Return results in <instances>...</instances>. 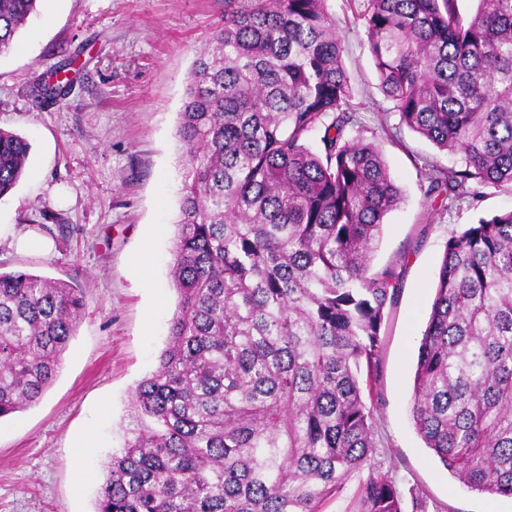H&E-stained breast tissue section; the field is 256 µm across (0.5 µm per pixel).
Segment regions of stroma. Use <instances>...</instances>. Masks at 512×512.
Segmentation results:
<instances>
[{"label":"stroma","mask_w":512,"mask_h":512,"mask_svg":"<svg viewBox=\"0 0 512 512\" xmlns=\"http://www.w3.org/2000/svg\"><path fill=\"white\" fill-rule=\"evenodd\" d=\"M330 0L343 38L356 118L379 142L404 197L385 218L377 266L401 290L382 328L377 456L405 502L428 512H512V497L462 487L416 433L410 397L417 338L451 232L512 210V189L487 187L446 211L424 204L420 168L453 156L401 125L356 16ZM0 56V129L31 144V175L0 199V269L63 280L83 310L63 368L38 403L0 420V512H94L103 466L122 447L130 395L157 367L178 296L168 263L180 206L178 137L188 74L224 0H53ZM69 65L64 99L35 106L32 87ZM55 213L49 252L18 249ZM146 268H138L140 257Z\"/></svg>","instance_id":"stroma-1"}]
</instances>
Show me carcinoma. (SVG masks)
<instances>
[{"label":"carcinoma","instance_id":"1","mask_svg":"<svg viewBox=\"0 0 512 512\" xmlns=\"http://www.w3.org/2000/svg\"><path fill=\"white\" fill-rule=\"evenodd\" d=\"M329 0H224L188 76L171 259L178 309L133 389L124 447L95 512H322L361 475L350 512H404L375 462L381 329L399 289L373 266L402 201L351 104ZM40 0H0V54ZM380 87L432 162L448 208L512 185V0H363ZM68 84L39 82L38 104ZM30 144L0 129V199ZM418 340L410 411L442 466L512 496V210L448 237ZM83 290L0 271V418L36 402L75 336Z\"/></svg>","mask_w":512,"mask_h":512}]
</instances>
